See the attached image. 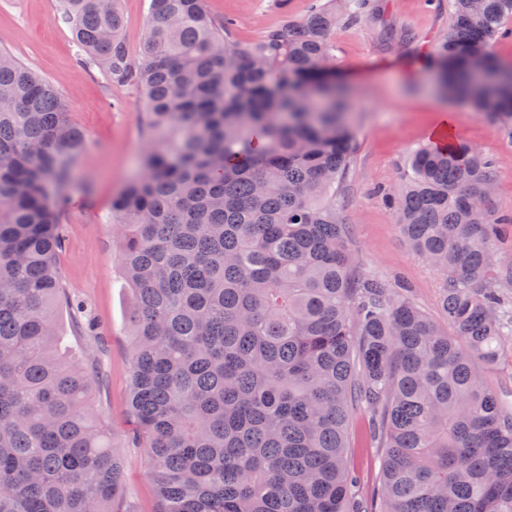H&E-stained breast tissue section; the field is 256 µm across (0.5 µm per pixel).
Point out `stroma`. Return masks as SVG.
Here are the masks:
<instances>
[{"instance_id": "stroma-1", "label": "stroma", "mask_w": 512, "mask_h": 512, "mask_svg": "<svg viewBox=\"0 0 512 512\" xmlns=\"http://www.w3.org/2000/svg\"><path fill=\"white\" fill-rule=\"evenodd\" d=\"M150 0H120L121 36L131 61L140 58ZM317 0H205L208 12L233 23L243 44L266 31L305 19ZM451 25L448 0H366L360 17L339 27L331 65L354 96L358 151L336 196L351 229L356 270L376 276L433 321L443 322V276L401 235L384 202L406 171L409 154L428 145L439 112L451 113L454 141L478 148L492 163L493 207L512 209V136L467 104L442 97L426 64ZM0 48L46 78L65 98L69 118L85 135L69 201L60 216L63 245L56 266L67 291L82 306L78 333L68 308L57 305L65 341L84 352L94 381V409L123 459L122 497L128 512H155L156 492L145 449L133 444L128 411L131 370V300L112 263L116 245L112 201L143 174L154 142L145 128L139 93L95 66H83L59 0H0ZM366 416L353 415L348 466L364 495L380 475L381 451L365 436Z\"/></svg>"}]
</instances>
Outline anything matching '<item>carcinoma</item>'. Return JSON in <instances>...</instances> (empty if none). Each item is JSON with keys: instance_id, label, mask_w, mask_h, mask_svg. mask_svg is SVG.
Here are the masks:
<instances>
[{"instance_id": "cac0c4a2", "label": "carcinoma", "mask_w": 512, "mask_h": 512, "mask_svg": "<svg viewBox=\"0 0 512 512\" xmlns=\"http://www.w3.org/2000/svg\"><path fill=\"white\" fill-rule=\"evenodd\" d=\"M78 47L139 91L161 140L112 201L133 298L130 413L156 512H512V407L482 383L512 337L491 250V163L465 144L412 154L386 196L444 277L433 322L357 273L336 208L358 144L332 34L363 0L247 45L204 0H150L140 60L118 0H60ZM440 86L512 133V0H449ZM83 132L48 81L0 51V512H128L122 461L68 357L54 304L59 209ZM382 475L363 499L352 412Z\"/></svg>"}]
</instances>
